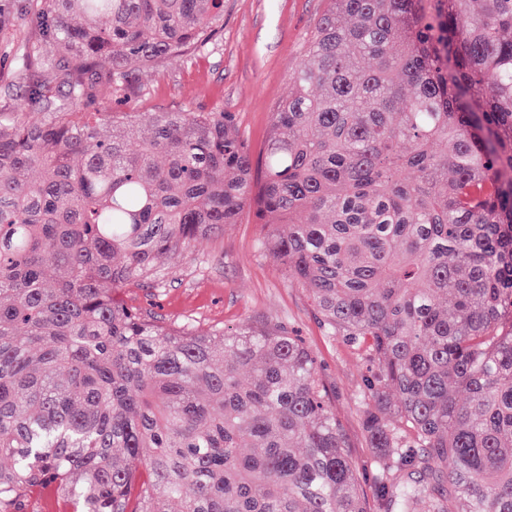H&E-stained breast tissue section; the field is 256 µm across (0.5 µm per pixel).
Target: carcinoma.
I'll return each mask as SVG.
<instances>
[{
	"label": "carcinoma",
	"instance_id": "cac0c4a2",
	"mask_svg": "<svg viewBox=\"0 0 512 512\" xmlns=\"http://www.w3.org/2000/svg\"><path fill=\"white\" fill-rule=\"evenodd\" d=\"M42 2L0 112V512H370L299 338L117 297L245 213L369 366L378 512H512V0H327L257 152L228 112L77 111L224 0Z\"/></svg>",
	"mask_w": 512,
	"mask_h": 512
}]
</instances>
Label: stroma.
<instances>
[{"mask_svg":"<svg viewBox=\"0 0 512 512\" xmlns=\"http://www.w3.org/2000/svg\"><path fill=\"white\" fill-rule=\"evenodd\" d=\"M326 0H224L219 38L199 53L150 69H135L130 112H229L252 147L267 135L274 107L288 95L289 76L303 62L305 39ZM13 25L0 31V112L17 111L25 88L15 80L40 24L38 0H0ZM260 227L250 217L228 224L223 235L200 239L160 288H129L131 306L165 322L254 328L280 323L314 353L319 375L358 464L365 496H372L375 451L362 426L365 372L360 353L342 337L325 335L306 289L290 285L273 262L255 248Z\"/></svg>","mask_w":512,"mask_h":512,"instance_id":"stroma-1","label":"stroma"}]
</instances>
